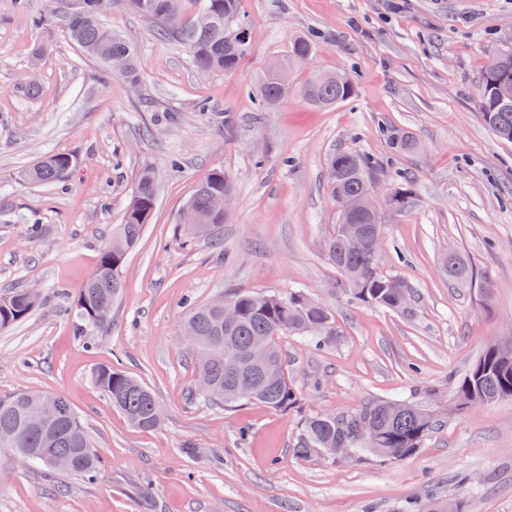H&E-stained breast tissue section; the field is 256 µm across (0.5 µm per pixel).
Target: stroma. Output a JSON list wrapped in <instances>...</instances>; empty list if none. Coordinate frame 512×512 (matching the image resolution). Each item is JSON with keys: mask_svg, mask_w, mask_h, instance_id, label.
<instances>
[{"mask_svg": "<svg viewBox=\"0 0 512 512\" xmlns=\"http://www.w3.org/2000/svg\"><path fill=\"white\" fill-rule=\"evenodd\" d=\"M250 51L230 74L197 71L118 0L105 17L137 50L139 82L78 56L62 28L34 26L46 0H0V293L38 290L37 308L0 332V395L67 398L103 466L97 478L47 476L0 448V512H401L429 499L446 512H512V398L458 406L455 386L487 346L512 336V142L481 118L482 74L512 50V0H242ZM315 35L293 91L262 112L256 72ZM347 72L354 97L311 107L317 71ZM37 80L41 93L24 92ZM415 137L411 152L392 140ZM75 165L65 183L23 171L49 152ZM377 164L378 196L410 181L405 210L381 212V269L411 290L408 312L355 300L326 250L340 207L333 155ZM159 175L157 205L122 268L109 328L78 336L80 284L121 223L142 169ZM223 170L233 205L208 236L180 217L196 186ZM457 252L467 279L449 277ZM304 290L334 334L314 347L281 339L294 406H215L196 392L181 336L190 305L233 290ZM109 365L145 383L164 409L133 427L91 379ZM405 397L443 427L403 461L369 453H295L305 416Z\"/></svg>", "mask_w": 512, "mask_h": 512, "instance_id": "stroma-1", "label": "stroma"}]
</instances>
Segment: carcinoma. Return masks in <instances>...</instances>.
<instances>
[{"label": "carcinoma", "instance_id": "obj_1", "mask_svg": "<svg viewBox=\"0 0 512 512\" xmlns=\"http://www.w3.org/2000/svg\"><path fill=\"white\" fill-rule=\"evenodd\" d=\"M83 7L74 9L71 0H55L48 16L33 19L43 25L52 20L64 30L68 40L82 56L95 61L103 69L135 85L139 80L137 52L122 35L104 22L112 0H80ZM141 17L151 20L157 34L188 48L199 72L209 75L232 73L250 50V34L245 23L242 0H192L194 15H185L187 0H177V8H169L170 0H122ZM315 41L306 36L295 38L288 52L273 60L268 69L253 83V94L259 107L266 111L288 99V89L278 80L283 70L296 65L303 54L310 55ZM493 64L501 76L512 81V52H499ZM491 70H486L481 86V100L487 104L485 124L499 138L512 141V100L500 103L489 88ZM355 85L346 73L323 72L310 77L302 87V95L313 107L327 109L350 99ZM74 165L71 155L51 152L23 172L24 180L34 184H60ZM371 161L356 153H339L329 163L332 193L351 199L359 196L370 182ZM232 193V186L217 169L199 184L187 203L195 220L190 233L207 235L224 223V216L214 210L215 197ZM157 204L154 173L145 169L139 174L136 190L120 224L112 235L122 237L134 249ZM329 256L346 279L354 299L390 310L407 308L409 296L404 282L395 275H385L372 262V248L365 244L351 246L334 227L327 241ZM125 258L103 247L97 276L86 279L77 288L73 300V316L85 336L101 331L112 323V307L120 296V269ZM448 276L465 278L468 262L458 253L444 258ZM234 317L224 319V308L213 301L190 308L183 321V339L192 349L198 372L211 379V388L199 392L206 401L233 407L255 402L286 410L297 399L288 378L280 339L300 336L320 343L333 335L331 317L318 303L307 300L296 288L278 294L237 291L229 295ZM39 303L23 288L0 296V331L27 318ZM264 342L269 347V361L256 370L255 386L248 395L234 390L233 372L225 354L237 356L242 367L250 369L248 354L253 346ZM92 381L124 414L134 427L149 431L159 425L151 407L156 397L141 381L125 372L101 365L92 372ZM456 398L461 405L491 404L512 396V358L505 362L487 347L457 382ZM32 402L53 409L51 416L40 422L27 417ZM441 427L435 416L406 401L375 402L350 414H313L302 425L294 444L301 456L324 448H351L356 454L368 452L379 457L401 461L422 447L430 433ZM12 440V454H23L28 462L51 471L73 473L88 479L97 475L100 455L90 441L79 417L60 396L36 391H18L0 396V439Z\"/></svg>", "mask_w": 512, "mask_h": 512}]
</instances>
